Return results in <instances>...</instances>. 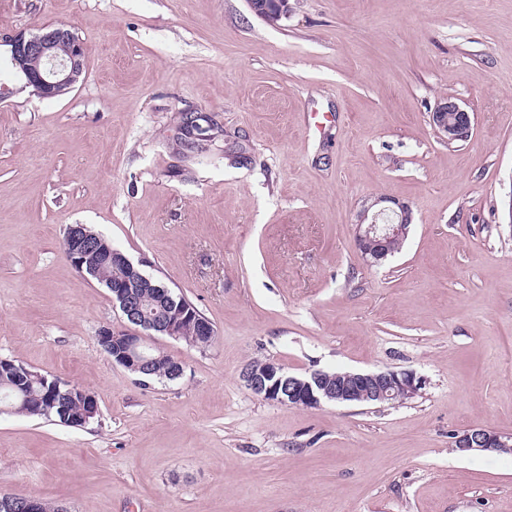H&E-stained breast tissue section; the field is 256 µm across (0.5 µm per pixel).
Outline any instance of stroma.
<instances>
[{"mask_svg":"<svg viewBox=\"0 0 512 512\" xmlns=\"http://www.w3.org/2000/svg\"><path fill=\"white\" fill-rule=\"evenodd\" d=\"M0 0V358L92 392L83 426L0 414V491L68 512H512V0ZM64 24L82 82L42 98L9 36ZM453 97L468 137L436 133ZM211 127L187 146L183 117ZM411 207L369 265L356 215ZM83 224L213 325L173 381L112 363L108 290L72 266ZM408 370L401 404L302 408L244 365ZM248 4L257 16L269 21L288 15V0H248ZM430 124L444 140L453 143L468 137L473 114L457 100L448 97L439 102L429 115ZM455 448L461 452L487 450L512 454V433H500L485 427H473L456 434Z\"/></svg>","mask_w":512,"mask_h":512,"instance_id":"35a3bbf8","label":"stroma"}]
</instances>
